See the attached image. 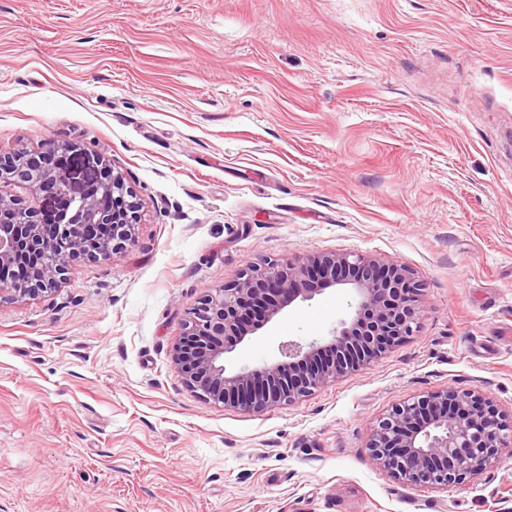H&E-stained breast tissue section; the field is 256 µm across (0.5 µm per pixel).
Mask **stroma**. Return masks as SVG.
I'll return each mask as SVG.
<instances>
[{"label":"stroma","instance_id":"obj_1","mask_svg":"<svg viewBox=\"0 0 512 512\" xmlns=\"http://www.w3.org/2000/svg\"><path fill=\"white\" fill-rule=\"evenodd\" d=\"M103 153L132 241L0 304V512H512V455L444 490L366 444L392 405L480 389L512 415V0H0V151ZM371 255L423 284L413 336L245 412L171 359L247 264ZM298 302L227 369L328 336Z\"/></svg>","mask_w":512,"mask_h":512}]
</instances>
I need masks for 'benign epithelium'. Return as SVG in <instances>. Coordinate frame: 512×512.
I'll use <instances>...</instances> for the list:
<instances>
[{
  "instance_id": "7a95c632",
  "label": "benign epithelium",
  "mask_w": 512,
  "mask_h": 512,
  "mask_svg": "<svg viewBox=\"0 0 512 512\" xmlns=\"http://www.w3.org/2000/svg\"><path fill=\"white\" fill-rule=\"evenodd\" d=\"M28 186L54 204L44 210L22 197L0 196V303L51 293L73 257L106 256L133 237L139 201L123 174L96 151L47 140L41 151L0 153V180ZM55 215V222L48 217ZM23 265L20 276L6 269ZM344 286L350 320L325 342L280 343V359L229 371L224 354L296 301L313 284ZM422 284L403 264L349 254L296 255L286 263L250 265L234 284L204 296L191 309L172 361L183 383L226 407L261 412L294 403L329 382L378 361L414 334ZM512 446L504 423L479 390L443 387L398 403L379 418L367 449L393 479L444 489L474 479Z\"/></svg>"
}]
</instances>
